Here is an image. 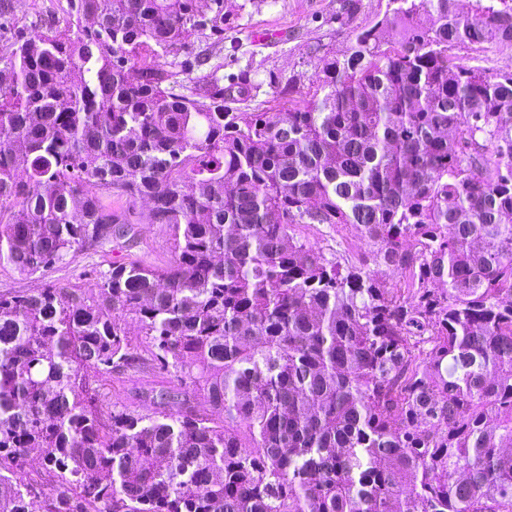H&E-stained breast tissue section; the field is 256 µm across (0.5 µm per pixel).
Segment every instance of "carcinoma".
I'll list each match as a JSON object with an SVG mask.
<instances>
[{
    "label": "carcinoma",
    "mask_w": 512,
    "mask_h": 512,
    "mask_svg": "<svg viewBox=\"0 0 512 512\" xmlns=\"http://www.w3.org/2000/svg\"><path fill=\"white\" fill-rule=\"evenodd\" d=\"M197 0H68L0 53V266L167 227L164 267L0 294V512H512V0H390L277 112L161 63ZM349 224L372 264L296 237ZM405 277L391 288L371 266ZM177 383L104 410L131 326ZM204 401H196L195 390ZM457 62L476 66L485 72L499 73L512 69V48L494 43L458 46L448 52Z\"/></svg>",
    "instance_id": "obj_1"
}]
</instances>
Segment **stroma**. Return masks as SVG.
Returning <instances> with one entry per match:
<instances>
[{"label":"stroma","mask_w":512,"mask_h":512,"mask_svg":"<svg viewBox=\"0 0 512 512\" xmlns=\"http://www.w3.org/2000/svg\"><path fill=\"white\" fill-rule=\"evenodd\" d=\"M352 0H224V11L230 22L224 28L220 56L225 83H232L241 72H248L256 87L254 97L245 103L251 112H272L280 107L276 97L279 78L297 76L300 92H309L320 60L339 55L349 44L353 28L363 27L382 19L389 0H353L356 10H348ZM66 0H26L13 5L12 13L0 23V36L10 37L14 31L29 34L43 31L48 14H62ZM451 55L457 62L476 66L487 73L512 69V48L493 43L458 46ZM113 208L125 211L135 225L134 238L108 250L81 252L70 262L56 265L44 273L25 275L9 266L0 267V293L40 288L47 284L75 288L95 287L101 271L112 262H139L163 265L171 258L167 229L150 223L142 203L113 198ZM348 226H299L297 238L314 248L342 251L353 262L368 258L370 247L358 239L355 248L343 244ZM173 374L155 370L122 368L101 379V397L105 405H116L141 413L150 406L145 392L153 387L173 382Z\"/></svg>","instance_id":"1"}]
</instances>
